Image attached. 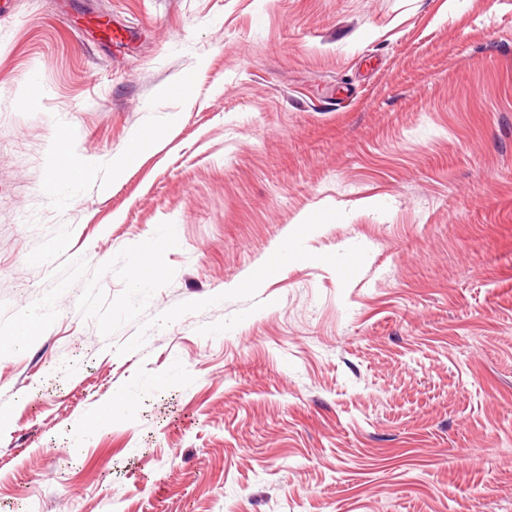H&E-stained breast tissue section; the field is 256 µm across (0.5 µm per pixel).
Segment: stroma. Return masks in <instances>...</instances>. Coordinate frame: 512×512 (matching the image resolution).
<instances>
[{
    "mask_svg": "<svg viewBox=\"0 0 512 512\" xmlns=\"http://www.w3.org/2000/svg\"><path fill=\"white\" fill-rule=\"evenodd\" d=\"M325 207L215 336L249 300L119 356L136 324L102 337L67 290L0 357V512H512V0H12L8 313L169 221L152 318ZM353 245L345 284L318 257Z\"/></svg>",
    "mask_w": 512,
    "mask_h": 512,
    "instance_id": "obj_1",
    "label": "stroma"
}]
</instances>
